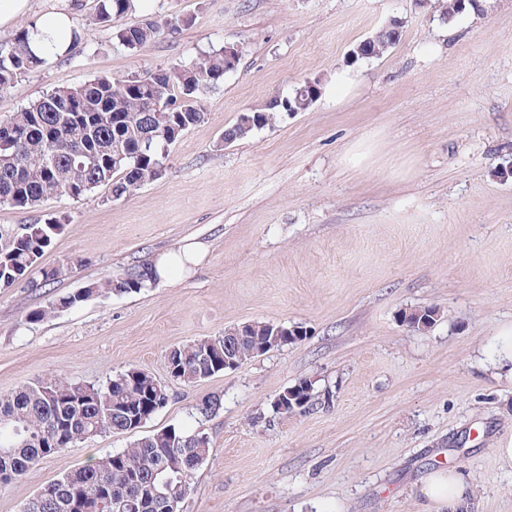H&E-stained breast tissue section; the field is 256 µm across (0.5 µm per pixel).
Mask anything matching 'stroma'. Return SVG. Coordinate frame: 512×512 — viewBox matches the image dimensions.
Instances as JSON below:
<instances>
[{
    "mask_svg": "<svg viewBox=\"0 0 512 512\" xmlns=\"http://www.w3.org/2000/svg\"><path fill=\"white\" fill-rule=\"evenodd\" d=\"M440 19L436 0H138L119 26L178 19L142 50L95 23L99 0H30L62 11L81 37L0 92V120L58 87L145 76L225 45L237 69L203 100L206 117L167 148L165 174L113 200L102 186L35 211L0 207V224L57 217L43 288H0V394L51 376L102 383L151 373L168 404L140 429L204 433L207 459L182 512H425L420 478L462 471L469 512H512V378L492 361L512 326V0ZM399 43L352 50L391 18ZM355 66L359 88L317 99L243 141L222 144L239 113L294 85ZM197 259L136 292L91 297L34 322L33 311L88 284L152 264L185 243ZM440 319L409 330L403 312ZM248 321L307 334L194 384L170 376L176 346ZM311 381L305 411L275 399ZM217 409L200 414L202 403ZM112 432L42 459L0 485V512H22L63 474L130 447ZM405 319L414 323V324H411V323L404 322L409 330L419 331V330L424 329L423 331H427L432 326H434L435 323L438 321L439 310L435 307H424V308L414 309L410 312H405L402 315V320H405ZM418 325H420V327H418ZM423 326H424V328H422Z\"/></svg>",
    "mask_w": 512,
    "mask_h": 512,
    "instance_id": "stroma-1",
    "label": "stroma"
}]
</instances>
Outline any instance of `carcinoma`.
<instances>
[{"label": "carcinoma", "instance_id": "1", "mask_svg": "<svg viewBox=\"0 0 512 512\" xmlns=\"http://www.w3.org/2000/svg\"><path fill=\"white\" fill-rule=\"evenodd\" d=\"M136 0H101L93 23L112 22L135 10ZM467 8L465 0H442L440 17L450 21ZM178 21L147 17L118 28L114 38L129 50L154 42L165 32L177 30ZM401 33L379 30L372 35L368 58L392 49ZM40 39L31 23L0 47V91L16 86L28 71L46 64L29 44ZM224 48L187 64L152 73L153 81L136 84L128 78L96 76L87 82L52 90L30 102L9 119L0 121V206L33 210L51 198H80L102 185L114 199L134 194L166 171L165 148L201 123L206 116L201 101L224 81ZM319 83L293 87L276 96L278 103L240 113L224 129L223 141L245 140L265 126H272L292 112H306L318 99ZM62 224L55 218L43 222L0 224V288H10L37 267ZM153 281L151 268L143 267L119 278L93 282L83 290L63 296L37 310L30 320L46 317L81 303L94 295H121ZM402 319L428 330L439 319L435 307L414 309ZM289 327L250 321L234 332L210 336L174 347L168 354L172 376L187 384L224 371V341L231 335L233 358L239 363L263 354ZM302 406L276 412L306 409L313 398L307 380L291 386ZM169 401L165 385L148 372L130 367L104 385H90L65 378H51L0 395V475L17 479L40 460L55 453L45 442L62 432V447L112 431L132 432L141 425L131 421L132 409L164 408ZM177 445V464L168 447ZM210 441L201 432L168 428L136 439L130 447L109 453L62 475L31 498L23 512H72L71 502L81 501L88 512H164L162 499L184 501L192 492L197 469L207 458Z\"/></svg>", "mask_w": 512, "mask_h": 512}]
</instances>
